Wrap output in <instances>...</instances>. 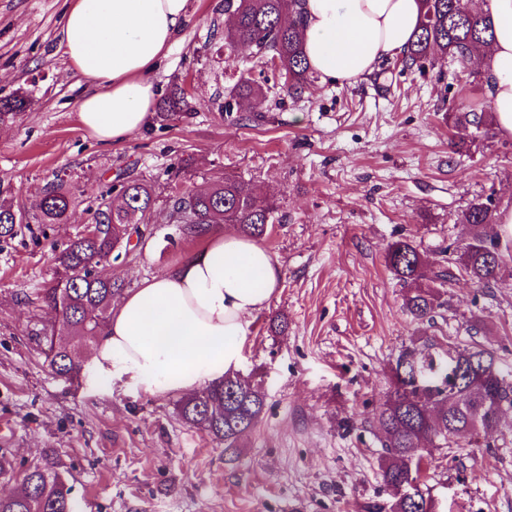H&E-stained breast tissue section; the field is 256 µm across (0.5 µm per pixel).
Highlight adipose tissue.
<instances>
[{
	"instance_id": "obj_1",
	"label": "adipose tissue",
	"mask_w": 512,
	"mask_h": 512,
	"mask_svg": "<svg viewBox=\"0 0 512 512\" xmlns=\"http://www.w3.org/2000/svg\"><path fill=\"white\" fill-rule=\"evenodd\" d=\"M188 0H71L59 33L69 67L90 86L81 126L116 145L150 123L155 75L189 21ZM495 38L479 67L502 137L512 139V0H473ZM304 50L321 80L355 85L400 55L421 0H303ZM282 282L277 258L256 240L216 225L203 245L142 279L112 305L87 364L134 391L191 394L239 367L255 314Z\"/></svg>"
}]
</instances>
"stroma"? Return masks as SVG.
I'll list each match as a JSON object with an SVG mask.
<instances>
[{
    "label": "stroma",
    "mask_w": 512,
    "mask_h": 512,
    "mask_svg": "<svg viewBox=\"0 0 512 512\" xmlns=\"http://www.w3.org/2000/svg\"><path fill=\"white\" fill-rule=\"evenodd\" d=\"M67 7L0 0V96L32 93L17 123L0 129V198L32 210L61 177L79 199L69 223H30L0 239V452L20 468L53 452L79 512L388 506L394 492L382 481L372 414L404 346L419 337L437 356L453 342L477 343L512 370L511 231L487 229L505 254L497 282L457 281L432 326L412 321L385 264L402 237L437 259L438 246L464 238L458 216L476 197L512 205V140L454 121L487 99L484 75L439 59L405 71L388 58L356 85L317 80L298 96L275 88L263 111L227 115L219 105L252 54L225 46L224 0H190V20L156 76L162 91L186 85L188 117L105 146L78 121L86 84L58 49ZM120 172L155 182L160 212L171 185L195 190L226 174L276 206L279 222L262 243L282 285L254 316L239 368L261 386L265 407L236 450L184 422L179 395H145L85 370L68 383L49 366L50 319L36 294ZM141 231L134 255L101 266L127 291L200 245L161 220ZM423 481L441 512H512V412L496 433L434 451Z\"/></svg>",
    "instance_id": "1"
}]
</instances>
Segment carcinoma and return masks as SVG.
Masks as SVG:
<instances>
[{"instance_id":"cac0c4a2","label":"carcinoma","mask_w":512,"mask_h":512,"mask_svg":"<svg viewBox=\"0 0 512 512\" xmlns=\"http://www.w3.org/2000/svg\"><path fill=\"white\" fill-rule=\"evenodd\" d=\"M424 6L420 31L401 55L402 69H421L436 54L462 69L471 68L479 50L493 38L491 19L469 9L464 0H424ZM224 12L231 14L224 44L252 50L258 76L240 77L229 99L220 105L221 111H234L236 99L250 100L255 111H262L270 84H278L276 73L266 68L269 59H278L288 72V93L298 95L313 81L302 49L301 0H224ZM29 104L25 91L0 97V126L15 124ZM188 109L187 89L175 84L160 100L157 116L167 122L186 115ZM457 122L486 129L490 116L473 108L461 113ZM76 204L77 197L62 179L46 189L30 217L1 200L0 237H13L15 226L31 219L38 224H65ZM155 204L151 182L130 177L116 180L97 198L93 211L92 222L102 229L94 235L80 234L58 255L56 279L39 292L53 319L46 355L58 376L75 379L81 370L80 348L104 334L112 301L123 288L102 276L98 267L112 258L129 256L142 244L139 225L149 222ZM166 218L191 238L204 237L215 224H233L239 233L260 239L276 221L273 202L228 175L203 190L170 197ZM497 219L492 196L472 200L460 217L468 230L466 242L439 247L440 260L428 274L413 241L405 238L389 246L385 262L406 288L404 306L414 321L433 325L443 317L442 289L459 279L460 265L478 288H488L497 280L504 262L500 237L489 236L483 228ZM134 234L137 242L132 244ZM472 358L487 364L485 376L473 387L456 384L460 366ZM506 405L512 406V374L499 371L493 351L481 346L456 347L454 354L437 361L413 345L403 349L395 365L394 389L375 414L382 433V480L394 489L403 486L408 490L395 496L390 512H436L434 499H425L419 490L433 451L459 448L480 433L498 431L501 407ZM264 406V395L257 386L238 375H227L180 401L177 409L184 421L224 440L230 450L257 425ZM0 482L18 484L12 494L0 495V512H77L61 466L50 453L23 470L1 453Z\"/></svg>"}]
</instances>
